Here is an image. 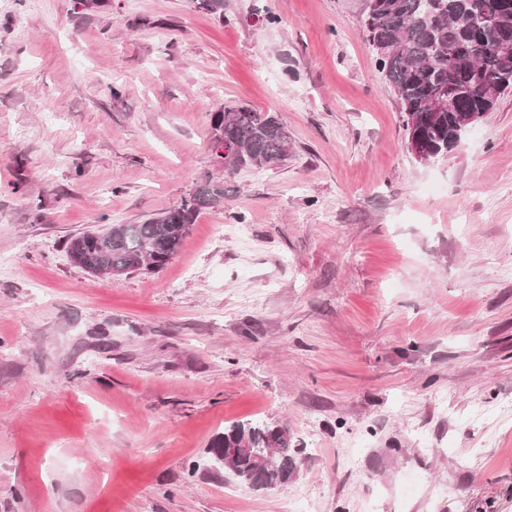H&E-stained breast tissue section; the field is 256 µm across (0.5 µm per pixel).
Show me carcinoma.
<instances>
[{"label": "carcinoma", "instance_id": "cac0c4a2", "mask_svg": "<svg viewBox=\"0 0 512 512\" xmlns=\"http://www.w3.org/2000/svg\"><path fill=\"white\" fill-rule=\"evenodd\" d=\"M367 41L396 95L407 139L428 152L451 150L461 117L493 110L512 91V0H377L365 21ZM218 143L239 147L234 167L264 168L291 153L285 126L272 115L248 107L216 114ZM224 202V182L206 180L179 207L138 224H107L67 240L75 264L95 274L155 271L175 256L202 210ZM275 452L274 463L260 467L239 452L230 467L255 488L284 486L297 467L284 426L240 422L224 428L208 454L226 448Z\"/></svg>", "mask_w": 512, "mask_h": 512}]
</instances>
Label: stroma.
<instances>
[{
    "label": "stroma",
    "instance_id": "1",
    "mask_svg": "<svg viewBox=\"0 0 512 512\" xmlns=\"http://www.w3.org/2000/svg\"><path fill=\"white\" fill-rule=\"evenodd\" d=\"M366 12L0 0V512H512V94L416 161ZM233 107L288 161L225 173ZM209 178L158 271L69 260ZM246 420L286 487L209 464ZM288 430L284 426L240 422L224 428L211 442L208 454L224 451V457L218 461L226 463L238 451L254 448L265 450L272 448L275 452L274 463L259 467L251 453L238 452L232 459L230 467L239 479L255 488H274L285 486L297 467L298 448H290ZM245 446L246 448H241ZM250 482V483H247Z\"/></svg>",
    "mask_w": 512,
    "mask_h": 512
}]
</instances>
